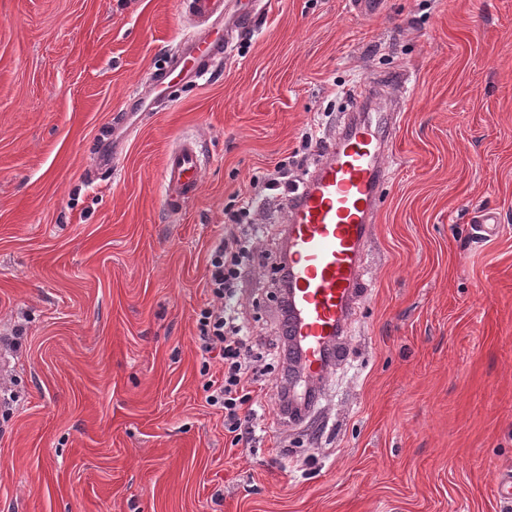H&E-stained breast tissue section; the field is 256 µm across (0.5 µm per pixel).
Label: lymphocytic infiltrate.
<instances>
[{
	"label": "lymphocytic infiltrate",
	"instance_id": "obj_1",
	"mask_svg": "<svg viewBox=\"0 0 512 512\" xmlns=\"http://www.w3.org/2000/svg\"><path fill=\"white\" fill-rule=\"evenodd\" d=\"M258 224L252 199H245L227 223L221 224L207 261L206 288L212 300L197 320V339L205 360L221 364L207 380L206 403L224 414V432L231 446L249 444L260 419L262 404L253 397L265 370L254 338L241 323L234 301L242 275L254 263Z\"/></svg>",
	"mask_w": 512,
	"mask_h": 512
}]
</instances>
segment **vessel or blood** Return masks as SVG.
Here are the masks:
<instances>
[{"label": "vessel or blood", "instance_id": "1", "mask_svg": "<svg viewBox=\"0 0 512 512\" xmlns=\"http://www.w3.org/2000/svg\"><path fill=\"white\" fill-rule=\"evenodd\" d=\"M231 0H183L189 14L220 25ZM220 40L188 38L167 65L197 76L204 56L221 51ZM395 118L373 94L356 99L343 127L333 133L322 158L301 189L288 198V286L293 317L287 332L298 346L305 370L322 373L325 349L343 333L364 286L363 257L380 204L392 147ZM202 166L196 139L180 138L168 151L161 183L164 204L178 212L195 195Z\"/></svg>", "mask_w": 512, "mask_h": 512}]
</instances>
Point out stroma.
I'll return each mask as SVG.
<instances>
[{"label":"stroma","instance_id":"35a3bbf8","mask_svg":"<svg viewBox=\"0 0 512 512\" xmlns=\"http://www.w3.org/2000/svg\"><path fill=\"white\" fill-rule=\"evenodd\" d=\"M348 2L269 0L136 113L206 31L180 0H0V512H512V0ZM397 77L366 286L298 419L269 397L287 207H263L241 304L277 432L231 446L196 343L224 212L297 151L312 170L353 90ZM184 136L204 165L172 214ZM207 38H186L183 41L181 49L171 59L163 75L154 82L156 87L160 89V92L158 100L153 103L170 100L173 88L176 85L187 83L189 79L197 77L202 72L201 63L204 55L214 54L224 48L223 42L220 40H207ZM188 62L193 63L190 69L186 68ZM179 68L178 76L183 73L182 78L177 82H174L175 79L166 82L168 77ZM201 166V150L192 137L180 138L168 151L161 189L169 212H178L182 204L195 195L199 187Z\"/></svg>","mask_w":512,"mask_h":512}]
</instances>
